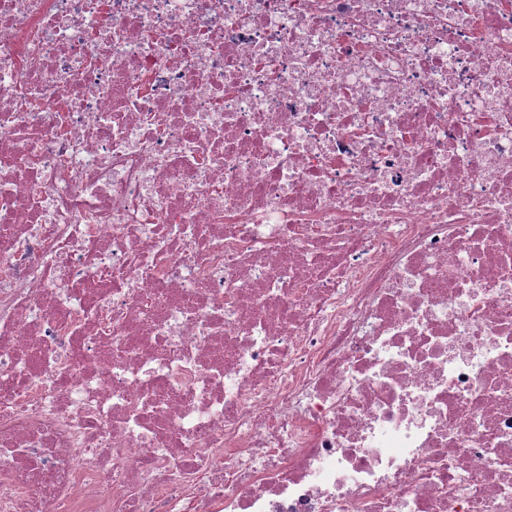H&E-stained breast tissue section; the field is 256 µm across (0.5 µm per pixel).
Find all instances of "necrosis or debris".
<instances>
[{"mask_svg":"<svg viewBox=\"0 0 512 512\" xmlns=\"http://www.w3.org/2000/svg\"><path fill=\"white\" fill-rule=\"evenodd\" d=\"M0 512H512V0H0Z\"/></svg>","mask_w":512,"mask_h":512,"instance_id":"obj_1","label":"necrosis or debris"}]
</instances>
